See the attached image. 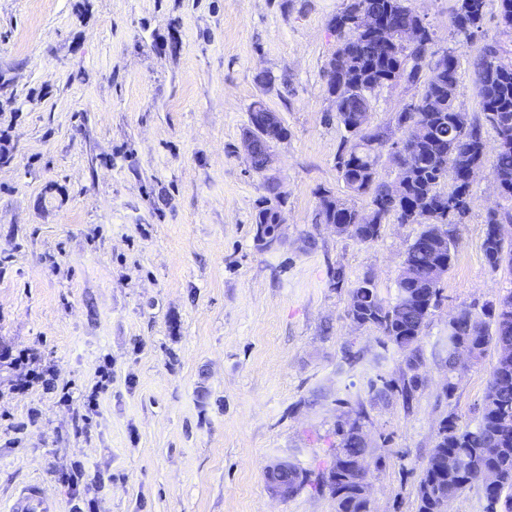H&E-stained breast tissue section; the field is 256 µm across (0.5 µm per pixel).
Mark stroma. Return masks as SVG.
Returning <instances> with one entry per match:
<instances>
[{
	"label": "stroma",
	"instance_id": "stroma-1",
	"mask_svg": "<svg viewBox=\"0 0 512 512\" xmlns=\"http://www.w3.org/2000/svg\"><path fill=\"white\" fill-rule=\"evenodd\" d=\"M347 0H0V348H35L54 391L9 393L0 369V512L41 483L68 512L62 473L82 466L95 512H336L327 471L338 422L364 410L371 512H417V485L448 416L476 424L497 351L448 370V319L512 291L482 241L486 214L512 211L481 172L455 257L426 319L422 361L348 316L371 279L393 302L417 224L389 218L362 243L317 223L343 182L347 132L326 92L330 18ZM434 33L433 56L461 61L455 104L480 118L469 64L512 30L490 0L479 31L454 33V0H410ZM272 85L258 82L260 73ZM422 85L383 87L371 122L401 139L398 112ZM263 100L287 135L266 171L243 151ZM284 218L268 245L254 215L266 179ZM344 282L332 286L331 273ZM112 369L96 411L83 397ZM418 375L411 404L371 396V380ZM454 391H447V384ZM69 393L71 404L60 403ZM285 460L312 481L271 490ZM295 470L287 461L276 463L267 468V477L276 494L286 498L292 493L296 483L288 484V474Z\"/></svg>",
	"mask_w": 512,
	"mask_h": 512
}]
</instances>
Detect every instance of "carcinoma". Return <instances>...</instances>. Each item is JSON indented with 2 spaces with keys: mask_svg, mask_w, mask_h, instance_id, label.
<instances>
[{
  "mask_svg": "<svg viewBox=\"0 0 512 512\" xmlns=\"http://www.w3.org/2000/svg\"><path fill=\"white\" fill-rule=\"evenodd\" d=\"M487 6V0H455L453 27L466 35L479 30ZM359 12L388 17L394 42H380L351 25L337 27L338 19H350ZM329 29L336 35V50L333 75L326 77L327 92L335 97L336 118L349 133L337 166L351 192L371 196V207L361 212L325 193L320 196L317 216L323 224L340 225V232L362 243L378 238L381 224L391 216L402 224L423 225L406 252L395 301L384 304L365 279L350 290L348 308L353 322L375 326L398 350L411 352L407 360L414 368L418 358L412 351L431 308L439 301L441 275L452 262L453 237L448 226L461 223L473 204L472 183L464 173L473 165H484L486 126L496 141L491 176L501 194L512 199V61H504L494 43L484 45L471 61L481 121L455 105L458 58L446 53L435 61L419 99L397 117L400 127L415 123L419 136L411 158L398 170L401 190L392 194L389 184L376 175L388 130L370 126L362 103L372 101L376 90L385 86L418 83L433 32L409 0H348L344 10L330 20ZM415 29L420 31L418 43L401 42L402 33ZM444 183L448 188L442 187ZM254 224L259 240L270 244L277 238V209L267 205L264 197ZM482 247L492 269H512V212H488ZM458 341L476 350L479 358L493 345L498 357L476 426L462 425L453 415L441 423L418 482V512H438L437 492L445 485L452 498L480 489L483 512H512V291L485 303L479 313L468 307L456 313L454 332L448 335L450 373L455 370L453 349ZM364 417L360 409L356 418L337 424L340 442L330 468L319 478L336 500V512H370L369 500L360 494L356 476L348 467L363 453L357 431ZM448 457L465 461V466L444 475L433 460ZM487 473L498 474L499 481L484 480Z\"/></svg>",
  "mask_w": 512,
  "mask_h": 512,
  "instance_id": "carcinoma-1",
  "label": "carcinoma"
}]
</instances>
